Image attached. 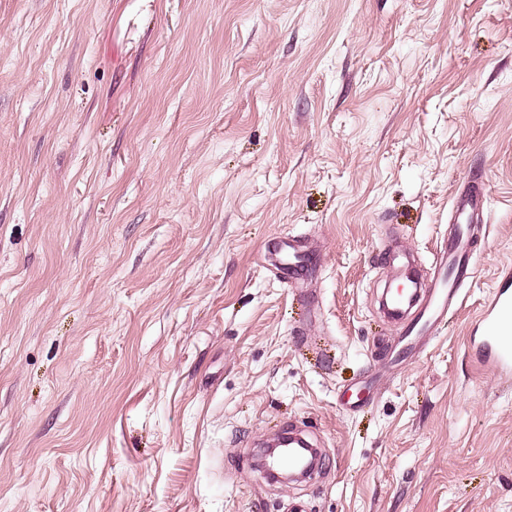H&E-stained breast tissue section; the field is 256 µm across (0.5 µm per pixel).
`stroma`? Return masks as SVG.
<instances>
[{
  "label": "stroma",
  "mask_w": 512,
  "mask_h": 512,
  "mask_svg": "<svg viewBox=\"0 0 512 512\" xmlns=\"http://www.w3.org/2000/svg\"><path fill=\"white\" fill-rule=\"evenodd\" d=\"M477 184L462 304L385 368L381 253L430 268ZM506 266L512 0H0V512H512ZM289 425L325 464L273 485ZM299 240L290 239L288 242H281L279 253L283 255L280 263V270L287 281L295 282L304 278L313 265L314 259L311 252L302 251L298 246ZM495 292L479 314V335L473 349L493 373L512 376V270L499 275Z\"/></svg>",
  "instance_id": "stroma-1"
}]
</instances>
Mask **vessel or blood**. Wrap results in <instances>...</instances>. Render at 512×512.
I'll return each mask as SVG.
<instances>
[{
  "label": "vessel or blood",
  "mask_w": 512,
  "mask_h": 512,
  "mask_svg": "<svg viewBox=\"0 0 512 512\" xmlns=\"http://www.w3.org/2000/svg\"><path fill=\"white\" fill-rule=\"evenodd\" d=\"M486 191L472 188L459 195L453 206L454 222L448 232V243L435 257V275L429 283L418 284L408 292L390 296L389 316L403 324V336L432 333L439 321L462 298L461 291L474 274L471 231L483 216ZM280 269L286 280L304 278L313 265L310 252L301 250L297 240L282 243ZM473 349L493 373L512 376V270L499 275L495 292L479 314V334Z\"/></svg>",
  "instance_id": "1"
}]
</instances>
